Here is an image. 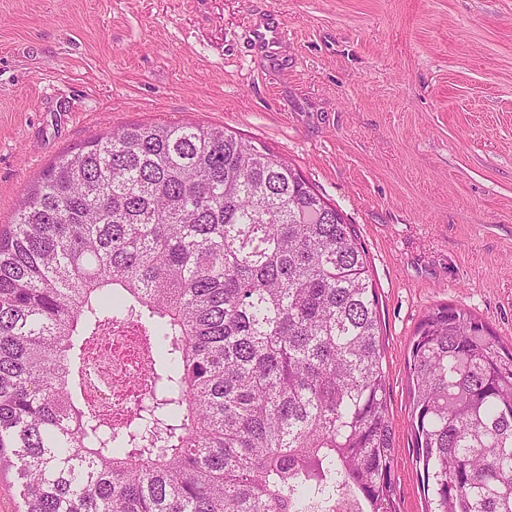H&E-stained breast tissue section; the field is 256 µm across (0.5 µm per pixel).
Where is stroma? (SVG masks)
<instances>
[{
	"instance_id": "35a3bbf8",
	"label": "stroma",
	"mask_w": 512,
	"mask_h": 512,
	"mask_svg": "<svg viewBox=\"0 0 512 512\" xmlns=\"http://www.w3.org/2000/svg\"><path fill=\"white\" fill-rule=\"evenodd\" d=\"M282 24L266 47L256 31ZM200 122L282 154L353 224L379 298L398 512H424L425 313L512 345V0H0V225L59 156Z\"/></svg>"
}]
</instances>
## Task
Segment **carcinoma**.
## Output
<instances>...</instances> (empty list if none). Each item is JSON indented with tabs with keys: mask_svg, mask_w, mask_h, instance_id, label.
I'll return each instance as SVG.
<instances>
[{
	"mask_svg": "<svg viewBox=\"0 0 512 512\" xmlns=\"http://www.w3.org/2000/svg\"><path fill=\"white\" fill-rule=\"evenodd\" d=\"M378 304L354 226L267 145L114 127L0 229V472L23 512H397ZM130 317L151 393L105 429L79 365ZM411 358L425 512H512V346L440 306Z\"/></svg>",
	"mask_w": 512,
	"mask_h": 512,
	"instance_id": "1",
	"label": "carcinoma"
}]
</instances>
